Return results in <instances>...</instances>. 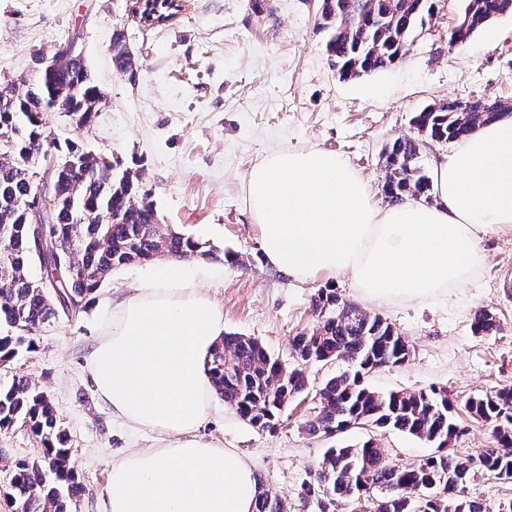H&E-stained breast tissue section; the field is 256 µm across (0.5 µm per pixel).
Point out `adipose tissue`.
<instances>
[{
    "label": "adipose tissue",
    "mask_w": 512,
    "mask_h": 512,
    "mask_svg": "<svg viewBox=\"0 0 512 512\" xmlns=\"http://www.w3.org/2000/svg\"><path fill=\"white\" fill-rule=\"evenodd\" d=\"M246 193L269 266L300 282L348 277L378 305L425 302L470 282L483 236L512 227V117L435 163L429 203L378 205L346 161L319 149L259 161ZM223 333L219 305L173 261L150 266L116 304L89 354L91 379L130 431L168 444L113 462L103 512H254L251 463L196 435L214 393L205 359Z\"/></svg>",
    "instance_id": "obj_1"
}]
</instances>
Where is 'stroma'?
<instances>
[{"instance_id": "1", "label": "stroma", "mask_w": 512, "mask_h": 512, "mask_svg": "<svg viewBox=\"0 0 512 512\" xmlns=\"http://www.w3.org/2000/svg\"><path fill=\"white\" fill-rule=\"evenodd\" d=\"M461 9L462 0H434L432 19L401 62L345 80L330 64L315 0H190L173 25L156 30L132 20L127 0H0V79L31 72L36 52L77 39L107 102L89 129L55 114L52 130L140 172L162 223L219 251V258L192 259L186 267L203 268L199 286L221 307L225 331L255 338L293 365L290 338L318 325V290L336 288L343 299L385 318L410 345L407 363L369 374L368 384L381 392L447 391L462 429L451 446L457 456L475 457L493 437L463 405L512 387V229L484 236L475 280L449 298L375 305L363 302L346 277L300 283L266 265L260 227L244 195L251 167L282 149L336 153L381 192L383 151L394 139L414 135L416 112L451 100L512 101V16L453 46L448 34ZM117 30L136 55L133 71L112 67ZM144 270L135 263L113 271L84 312L59 316L33 352L0 366V382L23 374L51 398L71 439V464L87 488L75 512H102L113 459L133 447L161 445L149 433L132 438L114 419L87 366L112 320L113 302L139 286ZM481 309L496 317V332L475 333L473 317ZM347 368L340 359L308 365L306 391L271 430L252 426L213 398L198 434L249 459L288 512H356L350 502L324 510L312 491L327 449L372 437L390 460L408 463L432 448L390 429L308 434L317 391ZM41 454L39 438L26 427L0 431V486L16 461Z\"/></svg>"}]
</instances>
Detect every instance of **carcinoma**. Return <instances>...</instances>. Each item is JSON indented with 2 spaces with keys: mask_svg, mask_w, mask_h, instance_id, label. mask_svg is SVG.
I'll list each match as a JSON object with an SVG mask.
<instances>
[{
  "mask_svg": "<svg viewBox=\"0 0 512 512\" xmlns=\"http://www.w3.org/2000/svg\"><path fill=\"white\" fill-rule=\"evenodd\" d=\"M433 0H330L320 13L319 28L327 33L326 48L332 65L344 79L376 72L398 62ZM512 15V0H464L449 40L464 43L489 22ZM112 65L131 72L135 59L125 35L112 34ZM70 94L73 125L89 128L92 110L105 91L96 83L85 58L63 54L57 66L39 82L15 88L0 97V365L20 353L31 352L36 337L60 315L50 295L74 299L80 309L92 301L112 272L133 262L156 257L184 260L218 258L217 250L162 224L141 174L118 169L107 157L72 139L52 136L48 125L52 97ZM512 114V103L502 100L433 105L413 118L417 135L398 138L382 154L385 179L382 191L391 204L428 196L430 177L418 163L426 139L453 142L480 126ZM79 156L81 170H63L48 178L36 158L48 155ZM53 194V212L47 229L60 265L44 273H63L56 281L36 279L38 264L32 250L26 211L38 204V186ZM322 320L310 332L289 340L296 365L274 358L258 340L226 333L209 353L207 371L217 396L241 417L261 429L274 420L292 398L307 389L304 366L343 359L352 369L330 378L318 392L319 410L308 421L312 435L341 425L393 429L433 445L436 451L416 462L393 464L374 439L330 448L315 474L323 505L351 501L363 512H489L469 492L479 476L492 474L512 480V388L474 396L465 403L467 414L491 427L494 445L476 458H461L449 448L461 433L448 392H376L364 384V375L387 366H399L411 349L384 318L344 300L334 288L315 296ZM496 318L485 310L473 317L477 333L497 329ZM22 422L40 438L43 454L15 462L10 470V495L23 512H72L85 493L70 467L71 448L50 397L27 376L15 374L0 384V431ZM436 484L455 486L459 497L442 495L430 500L419 493ZM255 512H288V504L260 488Z\"/></svg>",
  "mask_w": 512,
  "mask_h": 512,
  "instance_id": "obj_1",
  "label": "carcinoma"
}]
</instances>
